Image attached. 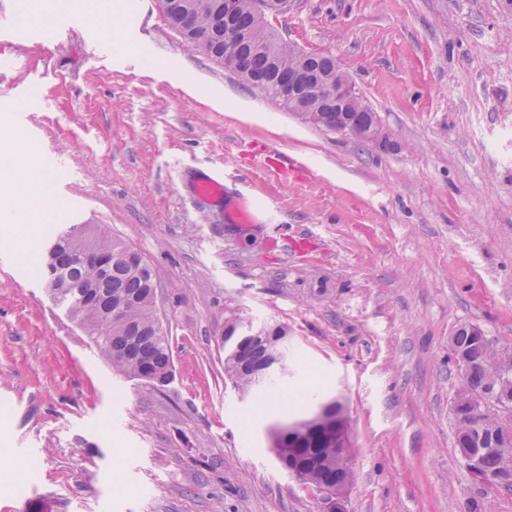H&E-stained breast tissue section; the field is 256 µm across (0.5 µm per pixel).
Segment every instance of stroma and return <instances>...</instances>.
I'll list each match as a JSON object with an SVG mask.
<instances>
[{
  "label": "stroma",
  "mask_w": 512,
  "mask_h": 512,
  "mask_svg": "<svg viewBox=\"0 0 512 512\" xmlns=\"http://www.w3.org/2000/svg\"><path fill=\"white\" fill-rule=\"evenodd\" d=\"M86 27L18 65L0 36V123L62 157L34 246L0 236V512H325L272 450L313 390L349 410L346 512H512L454 448L458 325L512 350V0H295L274 22L334 56L384 140L303 123L191 51L153 0H0ZM122 29L111 63L88 35ZM270 145L310 185L252 169ZM224 178V197L196 196ZM249 209L251 219L236 214ZM64 224H93L148 261L172 347L162 388L121 376L32 269ZM288 327V376L261 399L224 376L228 317ZM198 197L207 200H219L224 196L223 177H205L197 180L194 187Z\"/></svg>",
  "instance_id": "obj_1"
}]
</instances>
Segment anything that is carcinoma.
<instances>
[{
	"mask_svg": "<svg viewBox=\"0 0 512 512\" xmlns=\"http://www.w3.org/2000/svg\"><path fill=\"white\" fill-rule=\"evenodd\" d=\"M156 5L168 27L194 52L224 69L241 66L252 77L266 76L265 55L224 38V0H156ZM236 21L259 45L278 44L280 64L288 67L293 57L292 46L279 40L272 27H264L255 20L253 0H236ZM279 108L303 115L317 113L321 117L320 127L335 130L336 113L320 99H300L291 106L282 100ZM85 231L82 224H68L56 231L53 258H35V271L45 277L51 292L64 290L57 305L90 333L102 356L116 371L151 383L170 379L172 349L167 334L155 328L149 265L121 240L94 236L92 242L97 250L112 256V272L101 274L94 262L78 258V241ZM110 306L119 311L112 317V330L101 334L96 330V322ZM287 336L286 325H263L246 331L242 339L249 349L246 365L233 356L224 361L226 376L241 394L256 393L272 383L263 377L268 351L277 339ZM451 350L465 356L463 360L455 359L457 369L465 373V380L450 408L455 414V447L465 463L475 435L482 433L490 439L512 433V359L500 355L487 336L468 335L466 324L451 337ZM484 390L509 400V407L499 414L491 412L489 403H474L470 394ZM274 452L284 468L305 484L334 487L353 478L348 469L350 450L336 447V440L324 434L308 438L306 448L295 447L285 437ZM476 477L485 485L511 489L512 445L485 449Z\"/></svg>",
	"mask_w": 512,
	"mask_h": 512,
	"instance_id": "cac0c4a2",
	"label": "carcinoma"
}]
</instances>
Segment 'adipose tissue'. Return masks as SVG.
I'll list each match as a JSON object with an SVG mask.
<instances>
[{
    "mask_svg": "<svg viewBox=\"0 0 512 512\" xmlns=\"http://www.w3.org/2000/svg\"><path fill=\"white\" fill-rule=\"evenodd\" d=\"M0 169L11 177L0 189L10 202L13 220L0 227V233L19 240L29 237L28 217L47 202L49 183L42 174L36 148L13 129L0 130Z\"/></svg>",
    "mask_w": 512,
    "mask_h": 512,
    "instance_id": "adipose-tissue-1",
    "label": "adipose tissue"
}]
</instances>
